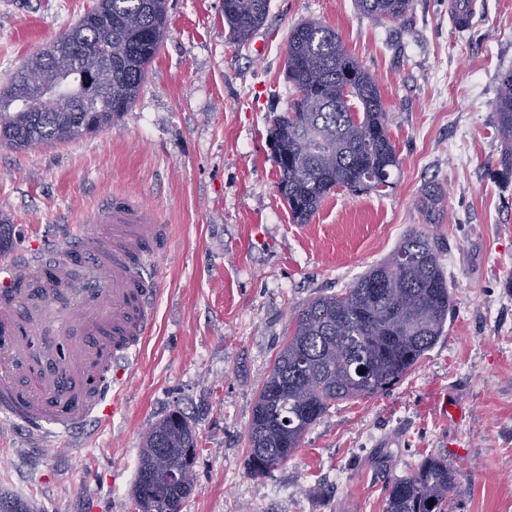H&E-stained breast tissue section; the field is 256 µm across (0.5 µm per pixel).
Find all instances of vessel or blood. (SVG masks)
I'll list each match as a JSON object with an SVG mask.
<instances>
[{
    "label": "vessel or blood",
    "instance_id": "vessel-or-blood-1",
    "mask_svg": "<svg viewBox=\"0 0 512 512\" xmlns=\"http://www.w3.org/2000/svg\"><path fill=\"white\" fill-rule=\"evenodd\" d=\"M164 249L157 215L117 192L75 234L0 265V419L71 435L123 410Z\"/></svg>",
    "mask_w": 512,
    "mask_h": 512
}]
</instances>
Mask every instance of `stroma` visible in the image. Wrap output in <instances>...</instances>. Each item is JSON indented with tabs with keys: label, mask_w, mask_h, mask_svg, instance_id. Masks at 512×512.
I'll return each mask as SVG.
<instances>
[{
	"label": "stroma",
	"mask_w": 512,
	"mask_h": 512,
	"mask_svg": "<svg viewBox=\"0 0 512 512\" xmlns=\"http://www.w3.org/2000/svg\"><path fill=\"white\" fill-rule=\"evenodd\" d=\"M96 2L0 0V86ZM223 2L168 0L161 48L112 128L0 147L1 259L67 234L116 191L156 209L170 236L123 412L46 439L0 420V493L34 512H136L141 440L179 410L199 448L180 512H384L388 482L429 455L460 469L456 512H512V180L497 173L492 111L497 74L512 68V0H478L462 33L448 0H413L405 20L383 24L356 0H270L245 43ZM306 20L335 29L374 74L400 163L385 190H335L296 224L268 132L293 95L288 32ZM431 183L446 191L433 223L418 206ZM414 229L442 250L444 333L391 389L336 403L287 462L250 475L247 428L291 312L343 291ZM442 397L460 422L438 420Z\"/></svg>",
	"instance_id": "35a3bbf8"
}]
</instances>
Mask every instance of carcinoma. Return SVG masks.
I'll return each mask as SVG.
<instances>
[{"instance_id": "1", "label": "carcinoma", "mask_w": 512, "mask_h": 512, "mask_svg": "<svg viewBox=\"0 0 512 512\" xmlns=\"http://www.w3.org/2000/svg\"><path fill=\"white\" fill-rule=\"evenodd\" d=\"M364 16L397 21L413 0H358ZM269 0H224V21L245 42L264 23ZM69 68L60 74L62 97L76 111L59 112L56 91L24 81L26 70L54 67L53 47L34 54L0 89V145L27 149L97 134L129 110L167 23V0H98L85 13ZM294 94L276 116L269 140L279 168V193L292 219L306 224L331 192L380 190L399 158L385 122L374 75L345 49L335 30L317 22L294 26L285 50ZM493 103L504 143L498 173L512 178V69L498 74ZM349 87V103H337ZM438 184L425 187L419 207L428 220L444 211ZM442 251L422 231H411L382 263L344 291L316 297L297 312L293 336L276 356L259 391L247 429L249 471L263 475L288 460L305 433L338 401L368 397L399 382L442 336L451 291ZM197 438L173 411L143 437L132 496L139 512H180L194 489ZM459 469L425 457L388 486L384 512H453Z\"/></svg>"}]
</instances>
